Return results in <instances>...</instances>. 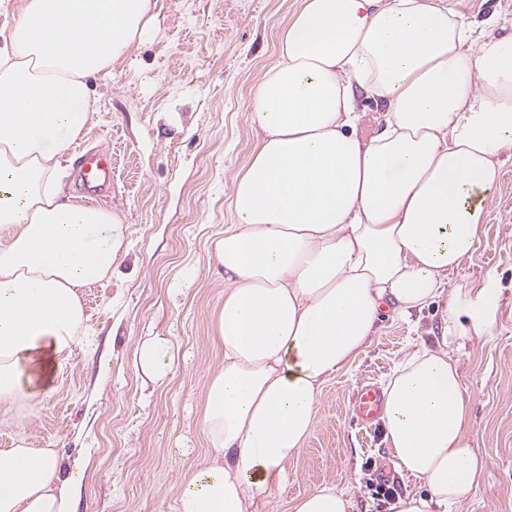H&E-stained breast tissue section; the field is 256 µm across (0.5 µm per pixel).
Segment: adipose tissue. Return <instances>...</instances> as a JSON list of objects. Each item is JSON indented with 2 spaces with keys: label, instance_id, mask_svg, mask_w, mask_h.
I'll use <instances>...</instances> for the list:
<instances>
[{
  "label": "adipose tissue",
  "instance_id": "adipose-tissue-1",
  "mask_svg": "<svg viewBox=\"0 0 512 512\" xmlns=\"http://www.w3.org/2000/svg\"><path fill=\"white\" fill-rule=\"evenodd\" d=\"M155 0H20L0 28V410L38 400L83 334L84 288L128 250L120 212L64 196L62 159L96 110L90 77L147 36ZM453 0H303L249 109L258 140L232 182L235 222L213 244L224 363L200 414L211 454L183 475L178 512H251L285 480L325 381L374 335L382 305L437 303L442 346L407 353L384 386V440L426 492L393 512H454L485 463L447 345L488 332L455 312L446 277L480 243L512 149V34L486 35ZM383 107L361 139L357 94ZM179 351L143 340L138 373L164 381ZM56 452L0 449V512H74L82 470Z\"/></svg>",
  "mask_w": 512,
  "mask_h": 512
}]
</instances>
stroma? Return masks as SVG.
I'll return each mask as SVG.
<instances>
[{
  "instance_id": "1",
  "label": "stroma",
  "mask_w": 512,
  "mask_h": 512,
  "mask_svg": "<svg viewBox=\"0 0 512 512\" xmlns=\"http://www.w3.org/2000/svg\"><path fill=\"white\" fill-rule=\"evenodd\" d=\"M301 2L157 0L146 39L92 81L98 110L76 151L111 152L112 186L96 201L124 215L129 250L111 279L84 290L87 334L53 391L0 413V448L21 439L54 449L65 479L84 467L78 512H176L182 476L209 455L200 411L207 374L224 359L211 319L225 285L208 252L233 222L231 181L256 143L250 101ZM500 162L481 243L448 274L450 287L494 291L492 334L453 344L469 441L486 462L457 512H512V152ZM442 315L432 305L407 321L382 318L366 349L324 383L315 430L257 512H293L325 486L349 497V512H390L367 481L393 456L381 424L352 419L350 397L364 382L385 385L409 350L437 347ZM157 334L179 357L153 384L133 356Z\"/></svg>"
}]
</instances>
